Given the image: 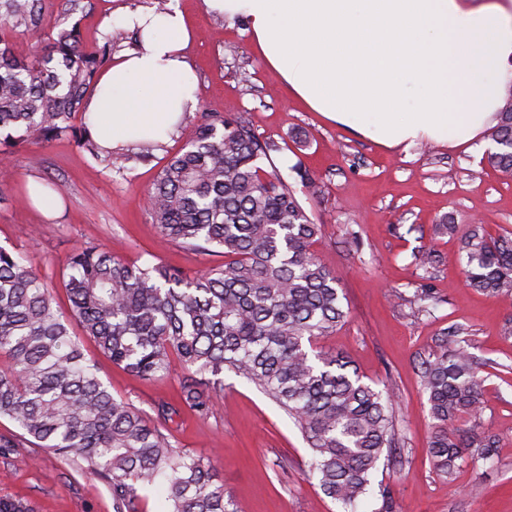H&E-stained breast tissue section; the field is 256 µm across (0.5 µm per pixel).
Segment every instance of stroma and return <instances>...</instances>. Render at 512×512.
I'll use <instances>...</instances> for the list:
<instances>
[{
	"label": "stroma",
	"instance_id": "35a3bbf8",
	"mask_svg": "<svg viewBox=\"0 0 512 512\" xmlns=\"http://www.w3.org/2000/svg\"><path fill=\"white\" fill-rule=\"evenodd\" d=\"M178 2L193 29L187 49L197 77L194 112L170 140L127 149L124 175L107 171L70 138L33 145L0 162V245L15 249L47 280L81 243L117 249L129 260L161 262L192 275L219 264L163 235L145 212L144 197L165 156L193 135L203 114L246 115L251 129L276 142L272 162L315 223L324 227L314 250L333 270L347 298L348 316L322 339L346 356L364 381L392 380L398 395L405 474L379 469L395 512H512V303L463 285L458 238L435 234L442 217L480 224L493 235L512 232V177L491 167L490 136L455 149L439 144L390 151L350 129L324 121L293 99L257 57L244 23L209 13L204 0H121L132 9ZM83 18V42L112 38L113 53L139 46L135 31L108 16L112 0H93ZM305 133L307 146L295 141ZM310 184H303L299 171ZM58 183L62 204L51 217L23 201L30 181ZM437 254L434 266L420 252ZM429 288L438 303L416 311L415 289ZM465 328V346L482 365L485 404L481 429L500 444L493 461H467L454 481L439 477L428 455L432 419L419 384L417 360L447 329ZM85 354L113 396L155 419L161 401L177 404L183 368L173 364L160 381L144 380L112 364L93 342ZM177 447L208 459L246 512H339L307 481V444L288 415L254 384L225 373L211 413L182 412L163 422ZM0 498L29 512H113L99 477L65 463L49 448L0 450Z\"/></svg>",
	"mask_w": 512,
	"mask_h": 512
}]
</instances>
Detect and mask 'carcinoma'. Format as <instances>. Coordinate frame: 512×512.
I'll return each instance as SVG.
<instances>
[{"label":"carcinoma","instance_id":"carcinoma-1","mask_svg":"<svg viewBox=\"0 0 512 512\" xmlns=\"http://www.w3.org/2000/svg\"><path fill=\"white\" fill-rule=\"evenodd\" d=\"M63 22L45 35V0H0V154L24 144L69 137L112 172L125 158L92 138L86 106L112 39L92 51L80 20L92 0H64ZM43 44L19 58L4 31ZM491 131L497 150L487 161L512 175V94ZM279 147L261 139L243 116L205 115L190 139L168 157L147 194L152 223L171 239L224 262L189 277L163 264L138 263L107 246L75 248L59 272L69 306L21 255L0 246V419L18 437L103 479L114 512H145L140 489L166 488L160 512H245L204 458L172 444L161 428L117 399L86 358L92 341L112 364L146 380L165 377L171 360L185 371L180 402L157 405L206 416L224 390V372L257 385L288 413L308 445L306 478L347 509L372 489L380 465L395 462L400 436L390 384L363 381L344 357L317 349L344 321L334 273L313 250L315 223L276 169ZM440 234L459 236L463 284L512 300V238L478 225L465 231L444 217ZM461 330L444 332L418 360L433 420L429 455L437 474L453 480L477 448L487 459L498 435L468 420L484 408L479 362L462 346Z\"/></svg>","mask_w":512,"mask_h":512}]
</instances>
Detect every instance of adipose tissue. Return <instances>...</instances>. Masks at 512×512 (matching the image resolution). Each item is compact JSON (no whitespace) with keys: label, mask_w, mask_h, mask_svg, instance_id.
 Masks as SVG:
<instances>
[{"label":"adipose tissue","mask_w":512,"mask_h":512,"mask_svg":"<svg viewBox=\"0 0 512 512\" xmlns=\"http://www.w3.org/2000/svg\"><path fill=\"white\" fill-rule=\"evenodd\" d=\"M247 25L261 62L330 123L389 150L451 148L497 122L512 83V0H204ZM139 33L87 105L103 149L167 142L196 107L180 8L117 10Z\"/></svg>","instance_id":"ef3b65f1"}]
</instances>
